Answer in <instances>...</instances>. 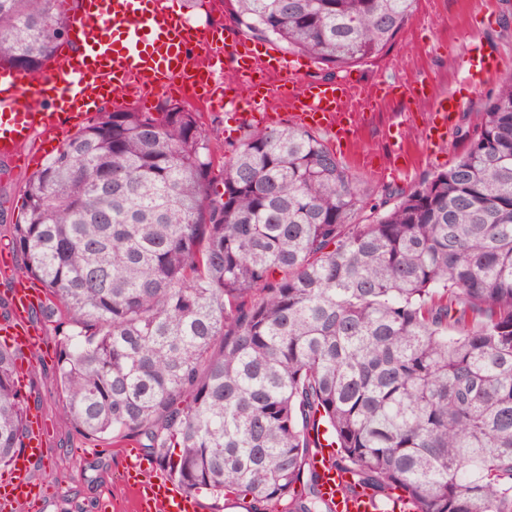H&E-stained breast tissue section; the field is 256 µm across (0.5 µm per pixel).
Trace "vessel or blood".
<instances>
[{
    "mask_svg": "<svg viewBox=\"0 0 512 512\" xmlns=\"http://www.w3.org/2000/svg\"><path fill=\"white\" fill-rule=\"evenodd\" d=\"M184 20V14L174 12L164 0H80L77 13L68 20V43L43 78H34L19 67L0 66V156L19 166L29 165L21 148L34 135L59 147L110 97L141 104L177 82L203 88L211 108L238 110L246 123L259 115L265 125L277 126L287 118L335 139H356L358 126L351 114L359 79L308 78L301 58H289L265 44L242 40L234 26L191 33ZM218 41L224 44L223 54H211L206 68H199V51ZM466 56L465 80L470 86H479L491 55L482 44L473 42ZM228 65L236 76L259 72L263 78L248 83L246 96L228 95L222 83ZM420 88V80L414 77L395 85L376 82L370 86V103L375 106L398 95L413 96ZM281 99L288 105L284 114L272 109ZM458 107L451 94L435 100L423 130L427 144H446ZM0 281L7 286L10 308L8 319L0 323V337L22 353L18 373L23 376L28 371L27 354L41 344L31 315L44 304L45 296L32 280L15 272L10 257L3 253ZM29 426L24 448L0 469V512L35 503L45 493L44 485L34 480L32 467L43 455L49 431L35 411L30 414ZM309 464L332 512H376L369 493L343 494L351 476L336 468L329 449H315ZM122 478L134 494L136 512H199L197 497L164 471H145L140 461L129 458Z\"/></svg>",
    "mask_w": 512,
    "mask_h": 512,
    "instance_id": "b4317fda",
    "label": "vessel or blood"
}]
</instances>
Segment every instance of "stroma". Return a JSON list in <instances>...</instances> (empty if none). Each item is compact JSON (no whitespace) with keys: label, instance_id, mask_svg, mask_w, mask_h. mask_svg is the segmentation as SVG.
<instances>
[{"label":"stroma","instance_id":"obj_1","mask_svg":"<svg viewBox=\"0 0 512 512\" xmlns=\"http://www.w3.org/2000/svg\"><path fill=\"white\" fill-rule=\"evenodd\" d=\"M480 41L495 61L479 89L467 87L464 52L471 41ZM512 72V32L499 24V0H418L416 9L394 43L377 59L348 68V75L365 81L417 75L424 78L427 96L393 98L378 105L374 116L363 123L357 143L342 145L336 154L369 192L381 183L404 186L426 173L443 168L452 159L449 148L434 149L423 141V130L414 127L400 154H393L392 133L406 112L428 115L434 98L452 93L459 96L461 110L478 122L487 96L500 77ZM393 168V175L379 179L378 168ZM29 170L12 167L11 177L0 180V248L7 246L11 226L21 216L19 185ZM46 353L36 354L37 372L26 387L51 426L46 460L37 465L35 477L52 486L38 512H134L121 479L126 452H139L136 438L113 445L110 436L87 439L77 434L61 413L59 389L52 376L54 360L48 355L59 339L52 326L42 325ZM90 449L89 457L79 449Z\"/></svg>","mask_w":512,"mask_h":512}]
</instances>
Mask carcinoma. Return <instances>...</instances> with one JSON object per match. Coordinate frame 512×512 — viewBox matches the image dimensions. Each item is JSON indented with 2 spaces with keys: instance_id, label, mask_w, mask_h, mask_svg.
<instances>
[{
  "instance_id": "1",
  "label": "carcinoma",
  "mask_w": 512,
  "mask_h": 512,
  "mask_svg": "<svg viewBox=\"0 0 512 512\" xmlns=\"http://www.w3.org/2000/svg\"><path fill=\"white\" fill-rule=\"evenodd\" d=\"M417 0H235L236 23L331 72ZM61 0H0V62L37 73ZM418 183L366 193L301 126L218 156L202 113L96 112L21 187L11 250L49 296L54 380L85 438L135 435L189 492L327 512L323 437L380 512H512V73ZM31 393L0 345V468Z\"/></svg>"
}]
</instances>
